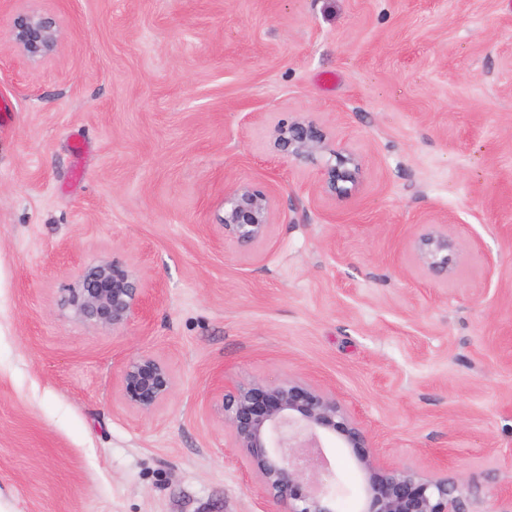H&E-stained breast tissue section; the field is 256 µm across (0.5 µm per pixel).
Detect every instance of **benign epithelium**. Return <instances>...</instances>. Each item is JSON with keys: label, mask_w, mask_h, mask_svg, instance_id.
<instances>
[{"label": "benign epithelium", "mask_w": 512, "mask_h": 512, "mask_svg": "<svg viewBox=\"0 0 512 512\" xmlns=\"http://www.w3.org/2000/svg\"><path fill=\"white\" fill-rule=\"evenodd\" d=\"M14 40L27 59H43L57 45L55 21L19 15ZM273 137L281 152L297 160L330 151L334 161L321 170L325 193L343 197L358 183L359 158L329 149L326 134L314 122L279 123ZM274 216L273 197L267 190L240 185L224 194L221 227L242 247L263 243ZM453 251L448 232L429 227L417 238L415 261L423 271L446 280L454 273ZM153 290L128 263L114 258L84 268L63 304L87 320L120 332L143 313ZM173 386L168 366L150 355L130 360L121 370L125 402L144 414L167 401ZM224 423L232 447L277 512H338L343 485L325 456L324 443L337 439L343 448L372 447L366 431L335 395L292 378L273 386L253 383L224 388ZM355 465L362 476L358 512H471L469 498L454 479L430 478L407 465H384L370 454L356 455Z\"/></svg>", "instance_id": "7a95c632"}]
</instances>
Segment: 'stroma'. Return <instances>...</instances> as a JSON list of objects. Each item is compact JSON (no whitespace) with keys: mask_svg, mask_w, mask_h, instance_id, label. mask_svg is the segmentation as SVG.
<instances>
[{"mask_svg":"<svg viewBox=\"0 0 512 512\" xmlns=\"http://www.w3.org/2000/svg\"><path fill=\"white\" fill-rule=\"evenodd\" d=\"M21 14L55 20L49 57ZM301 119L359 156L351 195L276 150ZM240 183L276 199L249 250ZM430 224L446 281L415 264ZM114 258L160 291L120 333L60 303ZM142 354L174 377L148 415ZM286 377L512 512V0H0V512H271L223 394ZM325 454L357 512L353 451ZM14 40L24 57L37 61L57 45V30L51 17L19 15L14 21ZM275 216L271 193L250 185H240L224 194V217L221 227L225 236L241 247L263 243ZM454 243L448 237V231L429 227L418 236L415 247V261L420 269L428 274L448 280L453 273L451 253ZM120 378L125 402L144 414L152 413L167 401L174 386L168 366L150 355L130 360L122 368Z\"/></svg>","mask_w":512,"mask_h":512,"instance_id":"stroma-1","label":"stroma"}]
</instances>
